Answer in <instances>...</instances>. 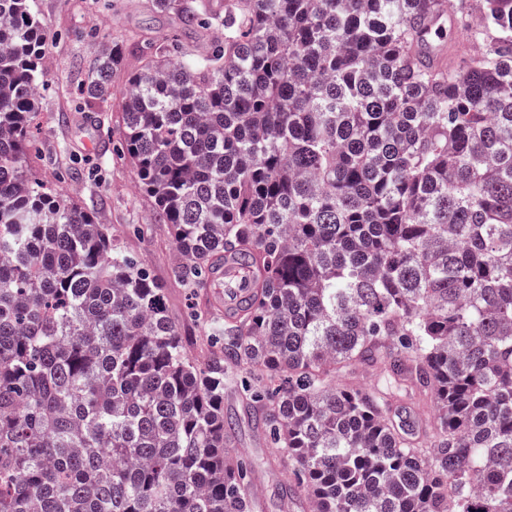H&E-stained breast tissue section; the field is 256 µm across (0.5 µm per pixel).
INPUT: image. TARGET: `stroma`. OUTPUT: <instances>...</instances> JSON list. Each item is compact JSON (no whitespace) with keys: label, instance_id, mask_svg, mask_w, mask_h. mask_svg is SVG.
<instances>
[{"label":"stroma","instance_id":"35a3bbf8","mask_svg":"<svg viewBox=\"0 0 512 512\" xmlns=\"http://www.w3.org/2000/svg\"><path fill=\"white\" fill-rule=\"evenodd\" d=\"M36 12L50 25L53 38L42 64L38 110L30 131L34 147L25 157L28 174L63 191L93 210L109 225L123 249L147 267L165 290L169 315L183 335L201 339L204 330L193 313L213 304L214 289L196 290L174 276L176 250L169 225L161 223L152 200L141 191L131 163L118 150L124 131L120 112L128 74L139 66L136 34L160 39L178 34L184 51L201 49L198 36L183 28L173 15L154 9L151 0H34ZM123 43L122 67L112 78V100L107 111L89 113L78 85L92 66L101 44ZM224 416L235 425L233 454L255 467V488L264 507L292 494L304 512L305 496L291 482V464L266 443L257 430L245 400L224 396Z\"/></svg>","mask_w":512,"mask_h":512}]
</instances>
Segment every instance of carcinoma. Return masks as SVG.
<instances>
[{
  "instance_id": "cac0c4a2",
  "label": "carcinoma",
  "mask_w": 512,
  "mask_h": 512,
  "mask_svg": "<svg viewBox=\"0 0 512 512\" xmlns=\"http://www.w3.org/2000/svg\"><path fill=\"white\" fill-rule=\"evenodd\" d=\"M479 4L153 0L224 37L148 44L123 155L178 280L224 252L255 279L236 318L194 314L196 357L109 225L25 173L48 31L0 0V512H257L227 365L312 512H512V0ZM450 5L479 52L424 63ZM122 57L81 81L101 112ZM446 11H442L433 18L427 25V30L423 33L422 45L430 52L436 53L438 49L437 40L448 44L451 47L454 44L453 31L446 30L444 26V15Z\"/></svg>"
}]
</instances>
